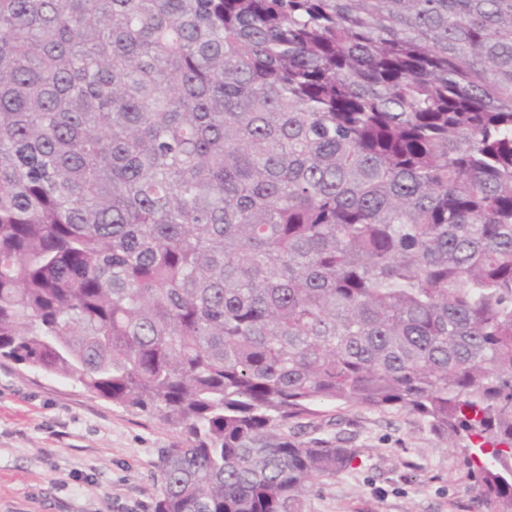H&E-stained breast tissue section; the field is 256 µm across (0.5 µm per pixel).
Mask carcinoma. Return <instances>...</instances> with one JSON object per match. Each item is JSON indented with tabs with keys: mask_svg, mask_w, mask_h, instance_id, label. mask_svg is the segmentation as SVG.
<instances>
[{
	"mask_svg": "<svg viewBox=\"0 0 512 512\" xmlns=\"http://www.w3.org/2000/svg\"><path fill=\"white\" fill-rule=\"evenodd\" d=\"M0 357L180 430L153 512H304L326 400L512 512V0H0Z\"/></svg>",
	"mask_w": 512,
	"mask_h": 512,
	"instance_id": "cac0c4a2",
	"label": "carcinoma"
}]
</instances>
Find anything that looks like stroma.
<instances>
[{
    "instance_id": "obj_1",
    "label": "stroma",
    "mask_w": 512,
    "mask_h": 512,
    "mask_svg": "<svg viewBox=\"0 0 512 512\" xmlns=\"http://www.w3.org/2000/svg\"><path fill=\"white\" fill-rule=\"evenodd\" d=\"M358 455L306 512H481L466 449L418 416L323 404ZM179 433L80 384L0 359V512H151L153 462Z\"/></svg>"
}]
</instances>
